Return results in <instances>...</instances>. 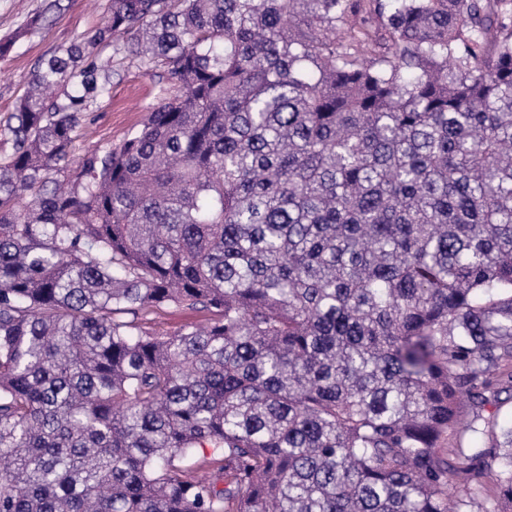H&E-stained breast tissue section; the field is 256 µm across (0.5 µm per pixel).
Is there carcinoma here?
Returning a JSON list of instances; mask_svg holds the SVG:
<instances>
[{"mask_svg":"<svg viewBox=\"0 0 512 512\" xmlns=\"http://www.w3.org/2000/svg\"><path fill=\"white\" fill-rule=\"evenodd\" d=\"M508 17L111 0L38 64L0 129V512H512ZM105 48L177 94L75 162ZM171 305L210 322L148 332ZM485 418L494 417L499 425L512 423V391H504L499 395V402L488 405L483 412Z\"/></svg>","mask_w":512,"mask_h":512,"instance_id":"1","label":"carcinoma"}]
</instances>
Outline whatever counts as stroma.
I'll list each match as a JSON object with an SVG mask.
<instances>
[{
    "mask_svg": "<svg viewBox=\"0 0 512 512\" xmlns=\"http://www.w3.org/2000/svg\"><path fill=\"white\" fill-rule=\"evenodd\" d=\"M110 0H0V38L20 28L28 33L17 39L10 53L0 58V122H6L26 93L37 63L59 48L69 46L101 26L109 15ZM36 28H29L31 18ZM109 98L85 112L77 132L75 157L96 147L118 144L161 98L172 96L171 85L137 64L114 63Z\"/></svg>",
    "mask_w": 512,
    "mask_h": 512,
    "instance_id": "1",
    "label": "stroma"
}]
</instances>
